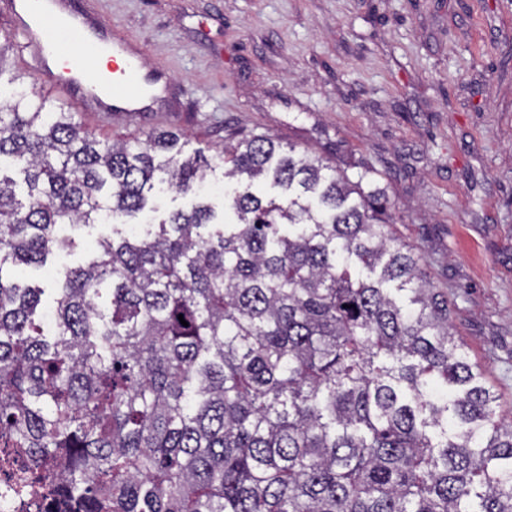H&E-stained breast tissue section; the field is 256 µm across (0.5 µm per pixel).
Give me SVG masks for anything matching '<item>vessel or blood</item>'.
Masks as SVG:
<instances>
[{
    "instance_id": "vessel-or-blood-1",
    "label": "vessel or blood",
    "mask_w": 512,
    "mask_h": 512,
    "mask_svg": "<svg viewBox=\"0 0 512 512\" xmlns=\"http://www.w3.org/2000/svg\"><path fill=\"white\" fill-rule=\"evenodd\" d=\"M37 83L83 112H159L170 77L112 39L88 0H0Z\"/></svg>"
}]
</instances>
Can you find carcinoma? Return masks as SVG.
Returning a JSON list of instances; mask_svg holds the SVG:
<instances>
[{
	"label": "carcinoma",
	"mask_w": 512,
	"mask_h": 512,
	"mask_svg": "<svg viewBox=\"0 0 512 512\" xmlns=\"http://www.w3.org/2000/svg\"><path fill=\"white\" fill-rule=\"evenodd\" d=\"M0 36V487L14 512H512V420L448 297L352 180L266 134L209 159L172 131L97 139L9 70ZM222 169L216 211L200 187ZM194 197L16 280L63 224ZM187 325H182L178 316Z\"/></svg>",
	"instance_id": "cac0c4a2"
}]
</instances>
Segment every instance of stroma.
Returning a JSON list of instances; mask_svg holds the SVG:
<instances>
[{
  "mask_svg": "<svg viewBox=\"0 0 512 512\" xmlns=\"http://www.w3.org/2000/svg\"><path fill=\"white\" fill-rule=\"evenodd\" d=\"M170 71L172 106L75 118L101 139L181 134L214 156L268 134L356 175L372 166L457 339L512 414V0H96ZM113 225H62L73 248L21 283L85 262Z\"/></svg>",
  "mask_w": 512,
  "mask_h": 512,
  "instance_id": "obj_1",
  "label": "stroma"
}]
</instances>
